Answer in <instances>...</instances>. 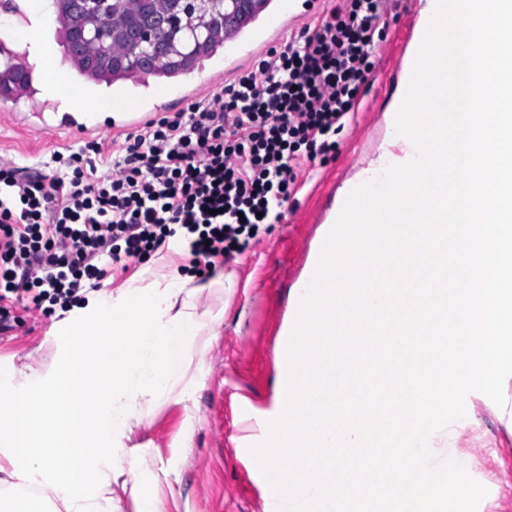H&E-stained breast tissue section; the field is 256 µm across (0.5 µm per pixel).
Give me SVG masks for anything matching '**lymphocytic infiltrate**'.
<instances>
[{"instance_id": "f902f5d3", "label": "lymphocytic infiltrate", "mask_w": 512, "mask_h": 512, "mask_svg": "<svg viewBox=\"0 0 512 512\" xmlns=\"http://www.w3.org/2000/svg\"><path fill=\"white\" fill-rule=\"evenodd\" d=\"M388 0H339L210 97L147 120L97 176L100 141L54 154V173L0 165V331L9 305L49 314L97 288L109 264L170 241L209 278L263 224H279L294 160L327 161L374 69Z\"/></svg>"}]
</instances>
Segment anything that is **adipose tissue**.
<instances>
[{
	"mask_svg": "<svg viewBox=\"0 0 512 512\" xmlns=\"http://www.w3.org/2000/svg\"><path fill=\"white\" fill-rule=\"evenodd\" d=\"M197 292L177 272L129 281L73 328L52 373L0 389V512H114L113 482L142 463L126 440L192 384L194 341L222 316ZM34 483L47 496L28 495Z\"/></svg>",
	"mask_w": 512,
	"mask_h": 512,
	"instance_id": "obj_1",
	"label": "adipose tissue"
}]
</instances>
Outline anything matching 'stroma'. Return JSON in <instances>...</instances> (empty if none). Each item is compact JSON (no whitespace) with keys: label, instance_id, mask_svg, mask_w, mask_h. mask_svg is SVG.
<instances>
[{"label":"stroma","instance_id":"35a3bbf8","mask_svg":"<svg viewBox=\"0 0 512 512\" xmlns=\"http://www.w3.org/2000/svg\"><path fill=\"white\" fill-rule=\"evenodd\" d=\"M425 2L403 0L396 13L385 15L372 81L337 136L339 150L324 163L296 165V193L288 202L286 222L261 225L258 241L224 267L223 287H206L194 278L199 310L220 306L224 318L197 338L204 366L193 388L154 405L133 436L143 468L116 489L117 512H135L153 477L161 486L164 512H271L275 496L250 449L266 439L269 422L284 405L285 337L297 316L292 289L315 262L340 191L393 137L389 106L404 84ZM55 120L45 111L0 121V164L47 172L54 153L76 151L85 133L57 130ZM188 262L185 250L170 243L147 263L113 265L99 291L87 292L85 301L96 303L99 292L115 290L144 271L161 276ZM14 312L23 322L0 335V379L54 369L76 318L61 309L45 316L18 305ZM465 405L458 450L470 476L488 490L477 512H512V434L493 403L471 395Z\"/></svg>","mask_w":512,"mask_h":512}]
</instances>
